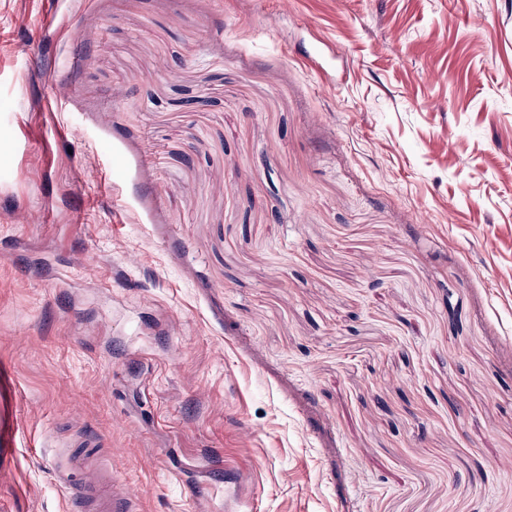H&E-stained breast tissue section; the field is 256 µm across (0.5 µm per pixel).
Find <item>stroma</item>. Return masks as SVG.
<instances>
[{"mask_svg":"<svg viewBox=\"0 0 512 512\" xmlns=\"http://www.w3.org/2000/svg\"><path fill=\"white\" fill-rule=\"evenodd\" d=\"M67 462L512 512V0H0V512Z\"/></svg>","mask_w":512,"mask_h":512,"instance_id":"1","label":"stroma"}]
</instances>
